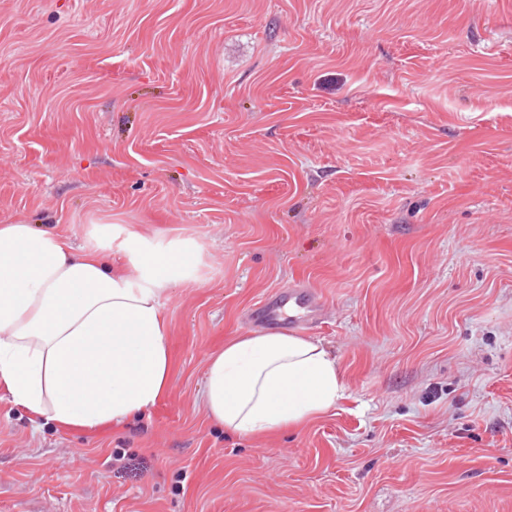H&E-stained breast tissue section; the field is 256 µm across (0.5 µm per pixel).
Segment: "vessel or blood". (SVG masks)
Instances as JSON below:
<instances>
[{
	"label": "vessel or blood",
	"mask_w": 512,
	"mask_h": 512,
	"mask_svg": "<svg viewBox=\"0 0 512 512\" xmlns=\"http://www.w3.org/2000/svg\"><path fill=\"white\" fill-rule=\"evenodd\" d=\"M325 309L324 300L314 289L295 285L267 296L255 308L252 319L268 327L300 330L317 322Z\"/></svg>",
	"instance_id": "1"
}]
</instances>
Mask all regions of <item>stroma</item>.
I'll return each mask as SVG.
<instances>
[{
    "label": "stroma",
    "instance_id": "35a3bbf8",
    "mask_svg": "<svg viewBox=\"0 0 512 512\" xmlns=\"http://www.w3.org/2000/svg\"><path fill=\"white\" fill-rule=\"evenodd\" d=\"M0 224L202 249L143 419L36 425L0 390L5 506L512 512V0H0ZM296 282L345 394L224 431L208 358Z\"/></svg>",
    "mask_w": 512,
    "mask_h": 512
}]
</instances>
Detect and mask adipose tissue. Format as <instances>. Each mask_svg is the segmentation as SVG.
<instances>
[{
  "label": "adipose tissue",
  "mask_w": 512,
  "mask_h": 512,
  "mask_svg": "<svg viewBox=\"0 0 512 512\" xmlns=\"http://www.w3.org/2000/svg\"><path fill=\"white\" fill-rule=\"evenodd\" d=\"M113 255L29 224H0V385L60 427L95 430L141 418L168 391L165 298L201 262L198 245L118 233ZM337 359L284 333L234 336L212 354L208 417L244 437L277 436L334 408Z\"/></svg>",
  "instance_id": "adipose-tissue-1"
}]
</instances>
